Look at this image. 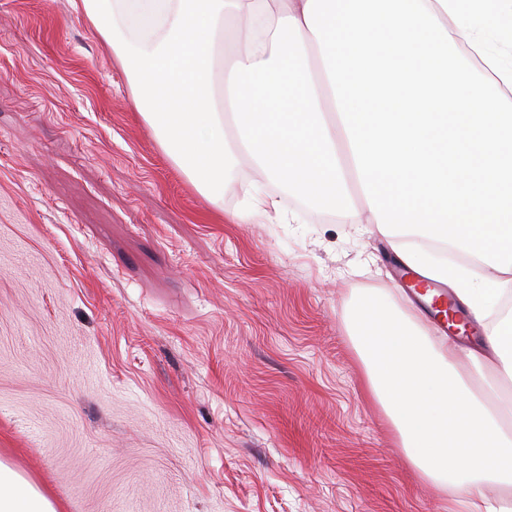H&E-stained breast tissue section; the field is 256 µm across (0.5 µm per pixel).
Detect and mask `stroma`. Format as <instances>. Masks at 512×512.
Wrapping results in <instances>:
<instances>
[{
	"label": "stroma",
	"instance_id": "stroma-1",
	"mask_svg": "<svg viewBox=\"0 0 512 512\" xmlns=\"http://www.w3.org/2000/svg\"><path fill=\"white\" fill-rule=\"evenodd\" d=\"M81 0H0V462L60 512H448L369 391L373 224L210 212Z\"/></svg>",
	"mask_w": 512,
	"mask_h": 512
}]
</instances>
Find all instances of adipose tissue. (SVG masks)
I'll return each instance as SVG.
<instances>
[{"instance_id":"ef3b65f1","label":"adipose tissue","mask_w":512,"mask_h":512,"mask_svg":"<svg viewBox=\"0 0 512 512\" xmlns=\"http://www.w3.org/2000/svg\"><path fill=\"white\" fill-rule=\"evenodd\" d=\"M141 118L207 206L258 177L278 217L374 224L408 267L455 284L484 330L468 350L497 378L473 393L458 346L380 309L352 328L368 383L448 512L512 484L486 464L512 436L489 411L512 382V0H82ZM184 106L160 111L157 92ZM0 512H58L0 463Z\"/></svg>"}]
</instances>
